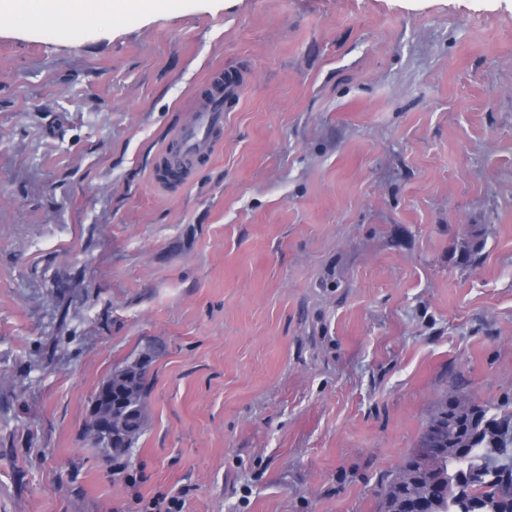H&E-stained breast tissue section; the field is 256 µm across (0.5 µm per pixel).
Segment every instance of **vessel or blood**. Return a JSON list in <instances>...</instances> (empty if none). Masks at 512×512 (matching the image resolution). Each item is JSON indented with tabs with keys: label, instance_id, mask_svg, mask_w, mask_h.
<instances>
[{
	"label": "vessel or blood",
	"instance_id": "vessel-or-blood-1",
	"mask_svg": "<svg viewBox=\"0 0 512 512\" xmlns=\"http://www.w3.org/2000/svg\"><path fill=\"white\" fill-rule=\"evenodd\" d=\"M239 89V83L233 80L224 85L217 83L205 88L191 120L178 127L173 135L176 153L171 156L163 152L158 154L153 167L155 183L173 189L187 179V161L207 152L223 132L224 101L236 97Z\"/></svg>",
	"mask_w": 512,
	"mask_h": 512
}]
</instances>
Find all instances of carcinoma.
<instances>
[{
  "mask_svg": "<svg viewBox=\"0 0 512 512\" xmlns=\"http://www.w3.org/2000/svg\"><path fill=\"white\" fill-rule=\"evenodd\" d=\"M156 349L127 359L104 381L112 400L90 409L92 447L118 461L149 416L147 374ZM381 483L377 512H512V412L454 387L435 402L417 446Z\"/></svg>",
  "mask_w": 512,
  "mask_h": 512,
  "instance_id": "carcinoma-1",
  "label": "carcinoma"
}]
</instances>
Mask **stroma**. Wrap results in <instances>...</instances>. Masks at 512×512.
Masks as SVG:
<instances>
[{"mask_svg":"<svg viewBox=\"0 0 512 512\" xmlns=\"http://www.w3.org/2000/svg\"><path fill=\"white\" fill-rule=\"evenodd\" d=\"M55 8L0 18V512H376L453 381L512 408V0ZM150 344L117 466L91 400ZM126 2L124 0H58V14L71 21H83L86 18L102 13L113 14ZM209 83L200 95V104L191 120L178 127L172 138V144L177 145V152L167 157L169 147L161 151L153 167L155 183L167 189H174L188 177L189 167L185 163L195 157L202 158L214 140L224 132V99L235 98L240 84L234 80L226 86L220 83Z\"/></svg>","mask_w":512,"mask_h":512,"instance_id":"35a3bbf8","label":"stroma"}]
</instances>
